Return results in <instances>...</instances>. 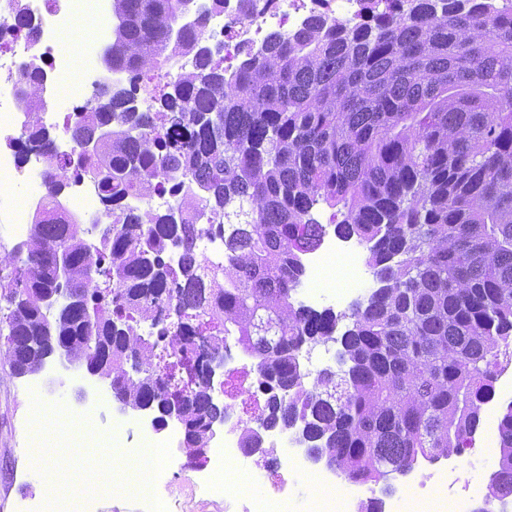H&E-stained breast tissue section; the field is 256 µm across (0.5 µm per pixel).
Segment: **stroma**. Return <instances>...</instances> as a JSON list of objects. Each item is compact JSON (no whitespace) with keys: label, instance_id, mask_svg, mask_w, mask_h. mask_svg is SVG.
Masks as SVG:
<instances>
[{"label":"stroma","instance_id":"stroma-1","mask_svg":"<svg viewBox=\"0 0 512 512\" xmlns=\"http://www.w3.org/2000/svg\"><path fill=\"white\" fill-rule=\"evenodd\" d=\"M499 361L502 372L495 383V394L483 405L481 425L475 434L476 445L484 449L485 456L479 462L473 461L468 451L454 457L451 484L439 488L441 494L460 498L461 512H479L487 505L493 512L501 508L499 502H487L486 487L497 469L498 422L512 401V342L502 347ZM53 374L48 364L39 373L17 378L11 375L5 358L0 357V512H15L14 505L21 499L38 503L74 488L100 491L97 512H151L148 494L152 486L145 478L152 475L156 456L128 448L116 454L103 444L87 443L72 428L76 417L84 414L95 432L111 430L118 407L108 391L80 396V389L91 385L80 368L64 374L63 385L55 389L54 409L47 411L41 423H34L36 404L31 390ZM35 427L48 442L43 451L45 459L63 472L61 481L48 491L42 489L26 448L28 433ZM436 469V464L418 459L408 474L391 477V493H383L381 485L368 483L362 487L363 495L391 503L393 496L408 493L418 485L435 486L431 475ZM169 478L166 495L173 512H242L245 500L256 491L248 474L232 469L224 474L226 493L220 500L197 492L196 471L174 463Z\"/></svg>","mask_w":512,"mask_h":512}]
</instances>
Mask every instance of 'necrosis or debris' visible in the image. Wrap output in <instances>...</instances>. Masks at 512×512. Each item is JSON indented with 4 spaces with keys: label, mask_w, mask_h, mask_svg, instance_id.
Returning a JSON list of instances; mask_svg holds the SVG:
<instances>
[{
    "label": "necrosis or debris",
    "mask_w": 512,
    "mask_h": 512,
    "mask_svg": "<svg viewBox=\"0 0 512 512\" xmlns=\"http://www.w3.org/2000/svg\"><path fill=\"white\" fill-rule=\"evenodd\" d=\"M255 7L249 20H242L243 0H224L223 11H214L211 0H195L193 15L204 20L202 39L218 45L225 71L236 70L246 49L264 46L271 34L290 35L305 27L319 14H337L352 24L367 17L364 0H253ZM88 7L100 19L112 12V0H0V69L8 78L0 85V177L10 179L22 187V199L10 195L0 196V218L4 219L9 234L16 239H27L31 234L34 204L47 200L50 185L46 173L53 164L66 162L74 141L70 133H59L61 115H76L84 111L100 89V76L95 53L85 57L79 78L67 82L69 63L58 48L57 36L68 26L73 14ZM32 80L45 82L48 91L66 85L64 112L47 109L41 115L50 130L47 142H33L25 128L24 117L18 105V82ZM68 208L81 217L83 223L101 221L102 203L98 191L90 190L79 175H70L66 188ZM308 265L298 287L305 307H314L325 296L323 272L329 261L336 257L347 260L349 289L335 292L338 300L346 299L350 292L360 291L364 272L354 252L345 250L334 235L322 233L316 246L309 249ZM177 329L195 359L199 375H206L214 350L208 334L202 330L196 317L174 316L163 311L161 317L149 321L147 330L159 335L163 330ZM238 422L225 419L223 438L206 448L202 460L204 475L201 485L204 493L220 496L224 493V472L232 468L252 473L262 487L260 496L252 498L246 512H355L360 494L359 483L348 481L337 485L334 471L322 473L328 486H339L340 491L324 499L309 500L299 506L290 471L305 468L309 457L300 448L298 433L282 434L280 429L263 432V446L271 454L261 466H253V451L244 447ZM179 424H171L161 432L151 421L140 424L138 448H151L159 463L155 471L156 485L166 482L168 462L180 442Z\"/></svg>",
    "instance_id": "necrosis-or-debris-1"
}]
</instances>
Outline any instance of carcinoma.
<instances>
[{"label": "carcinoma", "instance_id": "obj_1", "mask_svg": "<svg viewBox=\"0 0 512 512\" xmlns=\"http://www.w3.org/2000/svg\"><path fill=\"white\" fill-rule=\"evenodd\" d=\"M369 2L356 27L316 16L226 73L186 23L193 0H112V71L156 70L192 50L196 63L144 111L129 106L137 87L106 84L103 110L74 118L71 154L47 171L52 197L74 171L96 176L111 233L93 243V227L56 202L34 212L9 261L30 272L0 275L13 373L39 371L60 348L96 362L119 404L178 420L197 459L224 403L189 356L172 389L155 363L160 340L140 331L175 297L184 313L220 318L208 326L215 351L236 337L261 382L282 391L259 424L301 426L310 456L346 478L386 482L470 447L501 373L496 348L512 335V0ZM18 100L29 136L49 139L39 87L21 83ZM168 124L186 139L169 142ZM161 179L184 189L180 208L200 224L139 208ZM320 203L339 236L369 245L376 284L339 316L292 298ZM214 232L229 257L205 292L197 240ZM61 256L74 297L62 316L47 302ZM329 341L346 369L308 387L304 345ZM498 433L488 498L506 506L512 402Z\"/></svg>", "mask_w": 512, "mask_h": 512}]
</instances>
